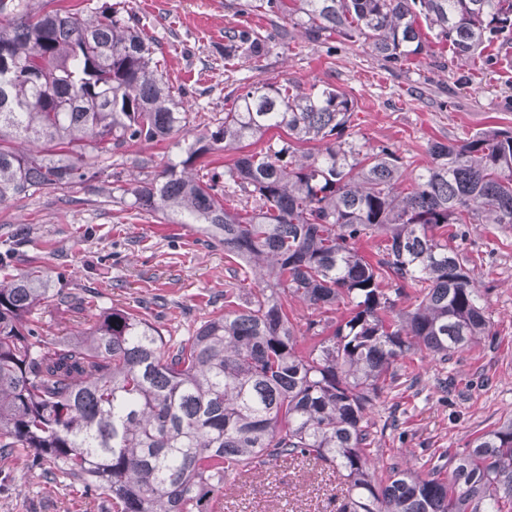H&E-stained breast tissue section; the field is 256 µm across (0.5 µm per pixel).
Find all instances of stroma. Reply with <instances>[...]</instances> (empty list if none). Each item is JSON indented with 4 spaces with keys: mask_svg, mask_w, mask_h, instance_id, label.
<instances>
[{
    "mask_svg": "<svg viewBox=\"0 0 512 512\" xmlns=\"http://www.w3.org/2000/svg\"><path fill=\"white\" fill-rule=\"evenodd\" d=\"M245 0H126L155 41V55L175 92L195 110L223 112L233 88L262 80L307 89L329 85L356 103L353 130L370 145H392L419 171L430 162L429 142L459 143L491 128H512V44L496 65L482 61L443 69L444 43L426 56L394 67L367 48L332 38L308 40L288 14L244 11ZM249 29L265 37L259 57L224 59L229 32ZM184 154L172 140L148 143L112 158L127 180L142 178L139 161L155 167ZM106 186L81 184L43 191L0 205V252L23 239L11 270L40 265L55 287L73 288L100 307L136 310L150 303L151 321L163 336L192 335L224 310V291L251 288L252 272L207 244L199 224H168L106 200ZM467 245L476 261L496 336L448 361L424 358L413 370L415 387L399 386L381 398L368 419L383 425L397 412V431L381 432L375 446L383 461L425 472L431 455L455 452L512 414V225L470 224ZM92 311L52 304L35 317L41 335L56 340L92 319ZM22 449L0 461V512H112L105 491L81 482L46 480ZM342 486L335 472L288 461L264 465L246 482L216 491L212 512H336Z\"/></svg>",
    "mask_w": 512,
    "mask_h": 512,
    "instance_id": "1",
    "label": "stroma"
}]
</instances>
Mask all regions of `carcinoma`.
Wrapping results in <instances>:
<instances>
[{
    "mask_svg": "<svg viewBox=\"0 0 512 512\" xmlns=\"http://www.w3.org/2000/svg\"><path fill=\"white\" fill-rule=\"evenodd\" d=\"M259 0L289 10L310 40L338 35L392 65L447 42L465 64L512 40V0ZM425 26H420V23ZM265 40L228 35L224 59L258 56ZM0 204L106 176L109 197L177 224H205L257 288L224 294V313L177 343L148 318L112 308L71 337L42 338L33 314L81 301L38 269L0 260V459L34 450L46 477L103 489L113 512H208L210 495L261 463L304 459L343 480L337 512H512V419L425 474L376 467L368 412L397 387L401 361H442L492 335L484 294L448 224H512V129L462 144L432 142L431 162L401 190L407 165L393 146L345 138L354 101L336 88L257 81L210 144L187 142L181 165L142 179L107 172L119 149L188 132L199 112L175 98L154 42L115 0L44 11L0 0ZM284 128L290 142L245 154ZM224 144L239 153L219 172L191 163ZM239 208L224 206L226 189ZM385 237L379 257L358 251ZM347 307L329 324L288 301ZM405 307L398 308V303Z\"/></svg>",
    "mask_w": 512,
    "mask_h": 512,
    "instance_id": "1",
    "label": "carcinoma"
}]
</instances>
